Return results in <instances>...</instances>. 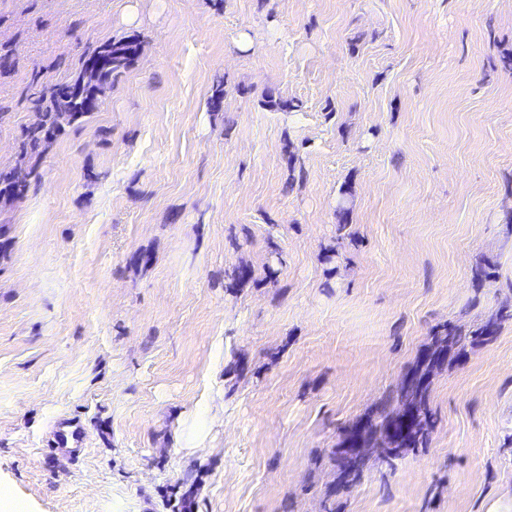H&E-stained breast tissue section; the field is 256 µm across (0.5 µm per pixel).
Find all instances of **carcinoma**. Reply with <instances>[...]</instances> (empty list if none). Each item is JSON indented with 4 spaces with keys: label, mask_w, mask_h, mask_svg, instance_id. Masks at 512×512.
Listing matches in <instances>:
<instances>
[{
    "label": "carcinoma",
    "mask_w": 512,
    "mask_h": 512,
    "mask_svg": "<svg viewBox=\"0 0 512 512\" xmlns=\"http://www.w3.org/2000/svg\"><path fill=\"white\" fill-rule=\"evenodd\" d=\"M137 47L127 40H115L112 43L94 48L85 58L78 75L68 83L71 94L62 97L54 87L42 90L34 100L39 111L38 122L31 127L23 141V150L35 152L46 145L44 132L59 129L64 124H74L91 114L86 102H97L101 89L118 79L126 65L135 56ZM28 187L27 176L18 170H0V198L12 199L19 196L17 189ZM470 337L456 328H448L442 336L435 337L434 345L439 355L449 349L464 350ZM436 360L424 355L411 372L412 380L403 382L400 387L383 402V414L377 422H368L359 426L361 440L353 441V433L343 439L345 448H367L370 436L396 427V452L380 448L368 454L363 460L356 461L339 452L342 473L346 481L358 479L369 462L376 458L388 464L403 456L410 448L420 447L428 438L433 421L426 407L430 390V373Z\"/></svg>",
    "instance_id": "1"
}]
</instances>
